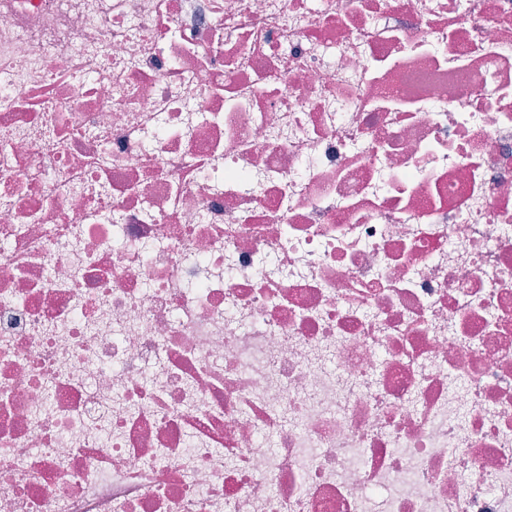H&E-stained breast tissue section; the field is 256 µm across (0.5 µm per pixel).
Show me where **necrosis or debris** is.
Returning <instances> with one entry per match:
<instances>
[{"label":"necrosis or debris","mask_w":512,"mask_h":512,"mask_svg":"<svg viewBox=\"0 0 512 512\" xmlns=\"http://www.w3.org/2000/svg\"><path fill=\"white\" fill-rule=\"evenodd\" d=\"M0 512H512V0H0Z\"/></svg>","instance_id":"necrosis-or-debris-1"}]
</instances>
